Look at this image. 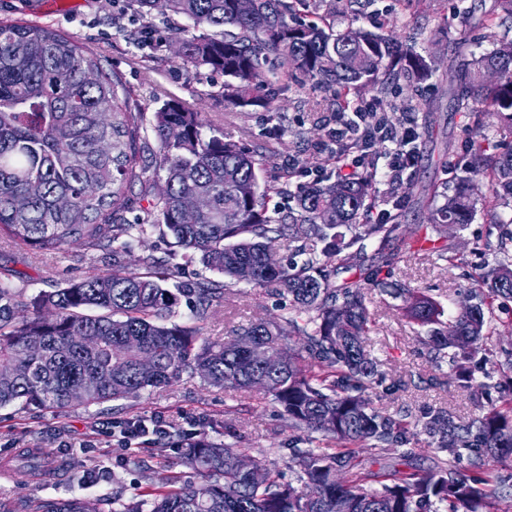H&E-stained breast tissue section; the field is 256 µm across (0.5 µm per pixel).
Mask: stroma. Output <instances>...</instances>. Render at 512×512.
<instances>
[{"mask_svg":"<svg viewBox=\"0 0 512 512\" xmlns=\"http://www.w3.org/2000/svg\"><path fill=\"white\" fill-rule=\"evenodd\" d=\"M493 0H420L404 7L401 0H351L347 12L336 15L337 26L355 20L357 26L392 34L405 49L434 58L439 66L428 76L391 89L379 109L392 118V130L404 134L408 125L419 133L412 168L393 183L377 182L382 208H397L399 228L394 243L398 256L384 267L383 277L404 283L432 298L443 316L458 312L484 255L474 244L496 242L498 217L512 214V204L489 211L476 203L475 217L461 230L433 228L428 217L433 208L432 191L453 195L465 173L469 155L466 127L473 125L470 112L458 107L448 95L445 63L453 47L471 42L475 52L492 50L499 40L512 39V25L472 29L467 12L485 9ZM0 19L21 20L57 29L92 51L104 70L117 74L131 103L151 125L165 101L176 100L203 113L217 131L245 143L267 159L259 173L261 187L290 182L292 189L307 185L308 171L332 173L335 162L320 163L319 150L329 143L336 126L337 106L331 94L312 89L309 82L280 91L271 106L240 111L227 109L218 93L223 79L196 71L175 58L163 42L171 35L167 19L152 20L130 10L127 0H0ZM152 26L156 46L134 47L129 31ZM157 142L145 137L141 159L146 167L143 182L127 190L125 220L153 225L144 241L130 248L88 250L73 244L58 252H37L0 236V278L10 279L24 299L40 291L91 274H107L113 265L132 267L140 256L150 254L174 267L175 281L188 285L201 280L205 270L185 257L170 237L155 228L151 201L163 186L166 172L159 166ZM450 248L454 262L437 259L435 252ZM290 302L273 288L232 289L226 303L198 315L191 298H181L174 322L199 328L213 340H230L240 329L259 318L279 319ZM374 323L365 348L376 362L383 381L371 399L381 412L392 416L420 417L431 410H446L467 421L483 406L497 402L500 388L488 385L506 353L512 352V302L494 304L491 360L475 372L478 388L459 387L448 365H436L432 353L418 341L425 330L402 316L397 300L378 292L370 294ZM161 416L170 423L171 435L193 429L201 436L223 442L226 447L262 461L269 469L296 481L288 461L293 449L328 448L321 434L288 426L280 408L262 392H234L209 386L199 374L186 371L171 385L137 396L101 405L77 406L62 413L16 407L0 408V458L18 448H37L56 460L54 476L37 480L22 469L0 480V501L12 512H24L30 496L44 499L78 497L98 512H110L113 497L136 499L148 483L172 473L183 481H195L193 471L182 465L180 451L158 452L157 440L141 441L126 449L102 430L115 421ZM412 456L396 446L381 450V463L389 469H432L436 457L428 438L410 431Z\"/></svg>","mask_w":512,"mask_h":512,"instance_id":"35a3bbf8","label":"stroma"}]
</instances>
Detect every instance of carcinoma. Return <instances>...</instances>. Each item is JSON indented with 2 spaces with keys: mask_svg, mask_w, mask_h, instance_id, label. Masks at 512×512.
I'll use <instances>...</instances> for the list:
<instances>
[{
  "mask_svg": "<svg viewBox=\"0 0 512 512\" xmlns=\"http://www.w3.org/2000/svg\"><path fill=\"white\" fill-rule=\"evenodd\" d=\"M235 0H129L135 13L180 18L197 34L181 39L180 60L196 70L224 76V104L241 109L268 105V93L299 79L325 92L368 90L381 97L388 81L432 71L422 55L408 53L392 37L349 23L344 28L320 16L302 21L310 0H255L240 15ZM499 72L487 85L482 73ZM96 78H86L88 72ZM449 92L477 115L498 119L512 134V39L477 55L459 46L448 60ZM118 76L72 38L37 24L0 22V233L42 250H62L74 241L89 249L129 246L143 238L147 224L118 221L122 189L143 178L137 145L141 114L119 96ZM180 137L171 138L173 129ZM154 135L169 192L152 207L159 226L186 255L229 282L204 278L173 290L175 271L153 256L135 270L68 281L26 302L9 280L0 279V407L15 405L63 412L77 405L103 404L169 385L189 369L209 384L233 391L254 389L272 397L291 425L311 429L336 443L335 451L294 449L289 467L302 487L270 469L257 485L236 468L224 444L206 438L182 446V463L202 478L177 485L172 476L141 498L121 502L112 512H492L498 475L495 465L512 461V398L464 423L443 410L415 421L440 453L433 469L381 473V488L363 487V450L403 444L408 423L377 411L369 390L379 383L365 349L372 323L368 288L403 302L404 316L432 326L424 344L436 361H447L460 387L473 386L470 363L491 334L487 313L495 301H512V219L499 220L498 251L468 289L471 304L448 321L437 305L410 288L380 278L370 269L364 282L336 285L327 262L356 264L369 243L397 239L398 215L383 223H361L378 204L375 172L327 174L297 191L285 182L259 186L265 158L216 134L201 113L177 101L155 112ZM107 139L111 151H99ZM469 168L485 175L483 199L494 205L512 200V152L491 153L484 140L469 141ZM475 186L460 189L438 206L432 223L459 229L470 223ZM288 198V214L269 207L270 194ZM187 195L209 198L212 206L193 224L180 218ZM65 197L69 204L57 205ZM333 212L330 224L319 212ZM351 236H346V233ZM288 237L295 257L275 270L264 253ZM310 241L320 253L308 251ZM274 286L288 296V315L252 321L229 342L211 341L192 327L168 318L180 297L192 296L204 310L224 299L228 284ZM32 308L18 320L15 310ZM301 338L297 349L288 347ZM252 337L283 352L287 364L268 372L243 349ZM154 358L153 371L140 368L141 355ZM476 470L457 471L461 458ZM19 461L39 474L52 462L25 450ZM350 473L347 484L333 481L336 468ZM79 498L28 501V512H83Z\"/></svg>",
  "mask_w": 512,
  "mask_h": 512,
  "instance_id": "1",
  "label": "carcinoma"
}]
</instances>
